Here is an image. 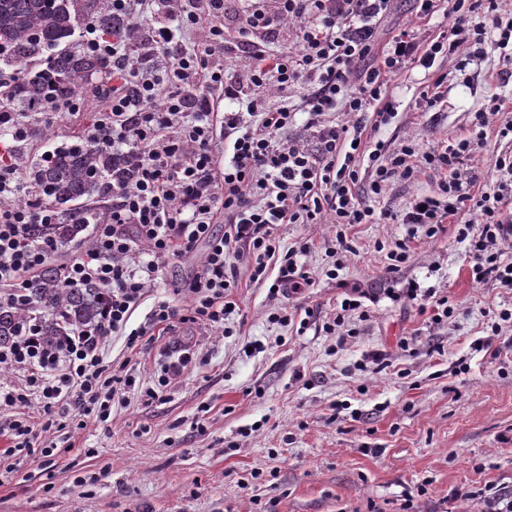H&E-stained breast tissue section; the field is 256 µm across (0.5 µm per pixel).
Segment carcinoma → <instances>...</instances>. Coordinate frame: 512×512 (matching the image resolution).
I'll return each mask as SVG.
<instances>
[{
	"mask_svg": "<svg viewBox=\"0 0 512 512\" xmlns=\"http://www.w3.org/2000/svg\"><path fill=\"white\" fill-rule=\"evenodd\" d=\"M90 18L106 35L123 27L112 16L109 0H0V64L11 65L36 57L49 47L64 45L80 20ZM112 59L79 47L63 48L49 61L27 69L8 88V95L28 109L47 102L73 98L94 81L109 79ZM125 167L121 154L103 149L88 139L58 148L51 158L32 167L34 186L59 213L57 224H28L25 235L53 247L66 248L88 241V228L97 215L88 201L101 198L112 187V173ZM24 298L0 302V347L18 340L31 329L43 344L54 349L101 321L107 294L98 284L77 287L65 283L54 261L28 279Z\"/></svg>",
	"mask_w": 512,
	"mask_h": 512,
	"instance_id": "carcinoma-1",
	"label": "carcinoma"
}]
</instances>
